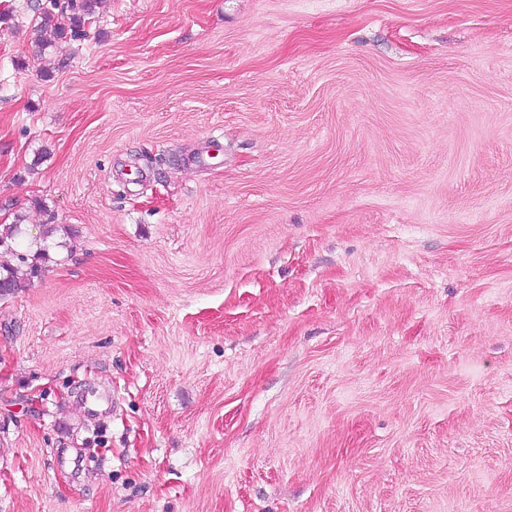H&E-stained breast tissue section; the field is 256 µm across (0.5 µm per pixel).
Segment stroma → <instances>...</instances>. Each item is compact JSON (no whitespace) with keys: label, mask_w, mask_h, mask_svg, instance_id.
<instances>
[{"label":"stroma","mask_w":512,"mask_h":512,"mask_svg":"<svg viewBox=\"0 0 512 512\" xmlns=\"http://www.w3.org/2000/svg\"><path fill=\"white\" fill-rule=\"evenodd\" d=\"M47 2L0 0V512H512V0H103L43 53ZM6 274H2L0 270V295L13 294L21 287L22 282L30 280L38 272L37 265L32 264L23 270L21 267H0Z\"/></svg>","instance_id":"35a3bbf8"}]
</instances>
